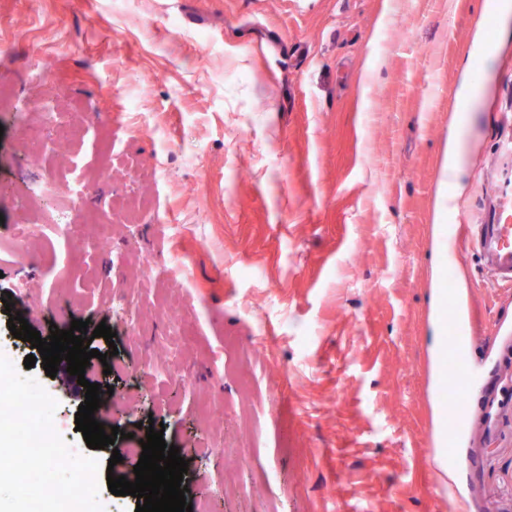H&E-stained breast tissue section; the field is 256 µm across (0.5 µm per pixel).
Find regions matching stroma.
<instances>
[{"instance_id": "obj_1", "label": "stroma", "mask_w": 512, "mask_h": 512, "mask_svg": "<svg viewBox=\"0 0 512 512\" xmlns=\"http://www.w3.org/2000/svg\"><path fill=\"white\" fill-rule=\"evenodd\" d=\"M483 27L491 48L473 44ZM46 65L40 80L31 63ZM460 171L445 168L462 80ZM0 355L75 424L82 387L25 368L21 312L41 338L106 324L88 379L112 386L98 420L135 439L164 424L188 463L187 501L211 512H512V288L477 260L448 271L435 236L441 183L455 221L512 219V11L486 0H0ZM75 124L68 157L26 140L36 105ZM83 183L97 209L80 243L50 233L24 257L10 226L40 221L32 158ZM112 185L95 179L103 163ZM182 225L164 235L157 216ZM108 235L111 252L97 240ZM153 279L129 314L126 270ZM184 288L169 285L173 271ZM451 280L474 332L473 387L448 473L435 466L436 290ZM133 319L136 334L125 321ZM158 371H148L149 363ZM92 450L104 512H135L108 476L136 458ZM450 480L454 493L441 492Z\"/></svg>"}]
</instances>
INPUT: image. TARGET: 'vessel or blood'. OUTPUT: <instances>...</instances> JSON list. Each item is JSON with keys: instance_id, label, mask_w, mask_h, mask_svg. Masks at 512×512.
<instances>
[{"instance_id": "obj_1", "label": "vessel or blood", "mask_w": 512, "mask_h": 512, "mask_svg": "<svg viewBox=\"0 0 512 512\" xmlns=\"http://www.w3.org/2000/svg\"><path fill=\"white\" fill-rule=\"evenodd\" d=\"M472 255L479 259L487 285H512V223L466 224L461 232H449V262L463 265ZM472 345V339L452 335L443 354L449 380L465 387L472 380L468 369Z\"/></svg>"}]
</instances>
